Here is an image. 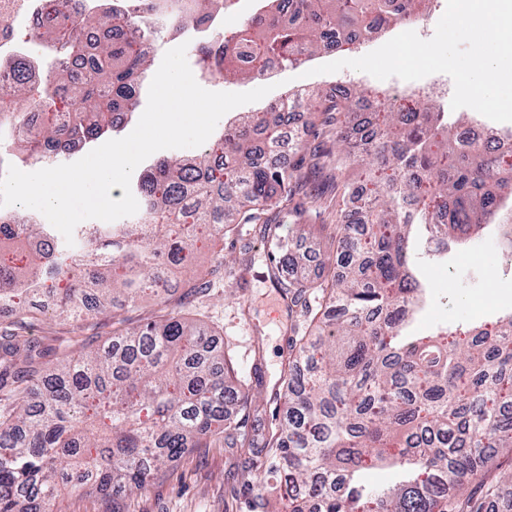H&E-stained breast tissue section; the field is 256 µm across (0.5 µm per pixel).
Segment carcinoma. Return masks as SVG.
Masks as SVG:
<instances>
[{"mask_svg": "<svg viewBox=\"0 0 512 512\" xmlns=\"http://www.w3.org/2000/svg\"><path fill=\"white\" fill-rule=\"evenodd\" d=\"M88 0L77 25L39 24L33 36L50 54L80 62L70 72L55 61L39 68L27 55L9 63L14 82L0 84V133L11 135L22 161L50 147L83 149L118 128L112 113L133 118L148 78L156 21L177 34L205 25L230 0ZM429 0H258L226 35L191 46L198 79L249 80L275 66H300L345 50L394 25L412 23ZM357 111L320 90L307 92L317 121L280 154L291 113L280 107L246 113L191 159H159L131 186L138 212L124 224H79L74 245L50 250L22 243L47 235L21 210L0 214V512H55L64 491L141 490L191 448H234L260 490L285 512H483L488 497L512 499V472L480 483L481 498L461 488L490 461L512 457V311L495 323H457L426 336L406 333L423 301L416 276L414 226L445 247L476 244L493 232L512 262V216L499 222L512 192V152L463 147L425 94L409 105L371 111L358 92ZM42 122L19 137L31 104ZM336 134V151L319 141ZM357 163L362 183L323 177ZM336 190L335 246L314 279L294 269L300 255L280 225L259 236L273 246L269 275L288 310L315 326L292 328L280 376L277 426L256 403L266 389L260 345L240 388L228 353L211 330L179 313L112 340L81 346L56 362L53 348L22 335L47 311L77 323L118 312L147 292L181 284L193 247L204 239L216 254L234 225L263 211H307L305 181ZM252 246L224 262L228 275L248 265ZM47 295L51 309L38 302ZM391 463L403 470L394 487L360 479Z\"/></svg>", "mask_w": 512, "mask_h": 512, "instance_id": "cac0c4a2", "label": "carcinoma"}]
</instances>
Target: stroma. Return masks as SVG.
I'll return each instance as SVG.
<instances>
[{"label":"stroma","mask_w":512,"mask_h":512,"mask_svg":"<svg viewBox=\"0 0 512 512\" xmlns=\"http://www.w3.org/2000/svg\"><path fill=\"white\" fill-rule=\"evenodd\" d=\"M276 88L260 101L243 105L246 113L259 112L280 101L290 91L329 89L335 83L348 82L369 88H383L393 93L413 89V82L396 77L384 81L349 68L332 74L305 76L303 67H288L271 77ZM323 202L312 204L303 216L285 211H268L239 225L236 240L253 238L261 223L280 225L282 233L293 234L306 272L317 271L327 249L319 231ZM266 246H257L251 265L235 284L217 272V256L207 247L195 254L196 271L207 274L208 288L193 302H186L182 289L175 288L164 300L145 298L122 311L126 326L135 327L157 316L179 309H190L213 329L227 345L239 373H246L251 363L254 336H261L268 388L263 394L267 411H274V398L285 366L289 328L297 323L276 288L267 268ZM422 274L431 295L428 307L417 327L428 330L441 324L469 323L512 310V266L492 243L456 250L447 259L424 258ZM40 344H55L69 352L80 337L90 336L106 342L112 337V317L102 314L74 332L69 321L49 314L28 331ZM244 460L227 448H193L170 468L159 471L149 484L125 500L101 493L73 494L62 499L57 512H248L243 501L233 500L231 488L241 486Z\"/></svg>","instance_id":"obj_1"}]
</instances>
